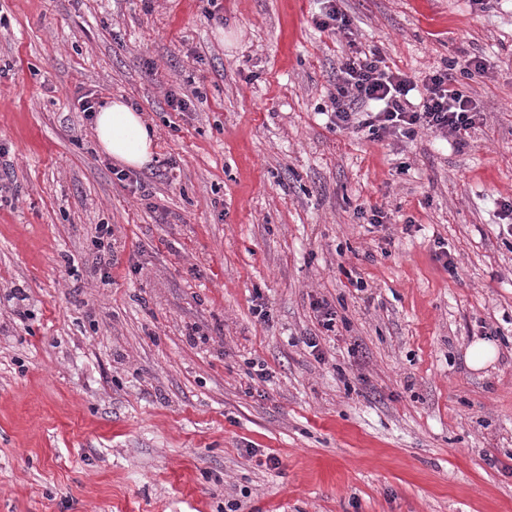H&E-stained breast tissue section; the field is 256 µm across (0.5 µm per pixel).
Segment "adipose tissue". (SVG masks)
<instances>
[{
	"label": "adipose tissue",
	"instance_id": "adipose-tissue-1",
	"mask_svg": "<svg viewBox=\"0 0 512 512\" xmlns=\"http://www.w3.org/2000/svg\"><path fill=\"white\" fill-rule=\"evenodd\" d=\"M95 136L102 151L119 163L141 169L154 160V131L141 112L122 97L107 100L95 115Z\"/></svg>",
	"mask_w": 512,
	"mask_h": 512
}]
</instances>
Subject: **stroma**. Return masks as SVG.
Returning <instances> with one entry per match:
<instances>
[{"label": "stroma", "mask_w": 512, "mask_h": 512, "mask_svg": "<svg viewBox=\"0 0 512 512\" xmlns=\"http://www.w3.org/2000/svg\"><path fill=\"white\" fill-rule=\"evenodd\" d=\"M339 7L0 0V512H512V0ZM351 40L412 76L486 59L467 146L328 127ZM88 92L153 126L144 192ZM328 5L324 7L325 11L321 10V17L314 18L316 26L320 29H348L350 21L345 14L337 8L334 0H325ZM497 356V347L485 339L475 340L466 351V363L473 370H480L492 363Z\"/></svg>", "instance_id": "obj_1"}]
</instances>
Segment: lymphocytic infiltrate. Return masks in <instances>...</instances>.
<instances>
[{
    "label": "lymphocytic infiltrate",
    "mask_w": 512,
    "mask_h": 512,
    "mask_svg": "<svg viewBox=\"0 0 512 512\" xmlns=\"http://www.w3.org/2000/svg\"><path fill=\"white\" fill-rule=\"evenodd\" d=\"M331 128L368 130L375 137L406 139L430 131L465 145L482 113L461 88L454 65L414 80L386 65L379 50L350 45L336 70L326 111Z\"/></svg>",
    "instance_id": "f902f5d3"
}]
</instances>
